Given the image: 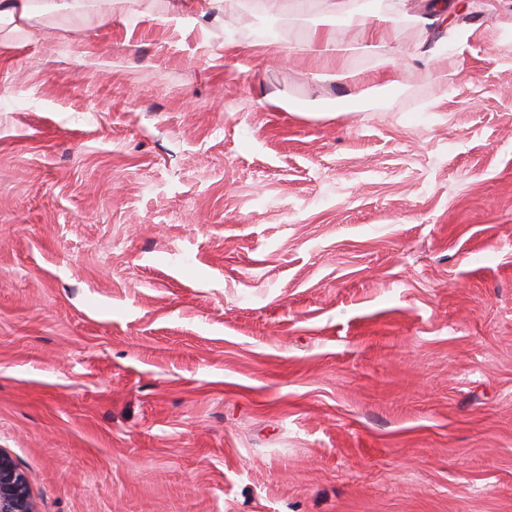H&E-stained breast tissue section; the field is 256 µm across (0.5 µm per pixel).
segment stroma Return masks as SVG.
I'll return each instance as SVG.
<instances>
[{
	"instance_id": "obj_1",
	"label": "stroma",
	"mask_w": 512,
	"mask_h": 512,
	"mask_svg": "<svg viewBox=\"0 0 512 512\" xmlns=\"http://www.w3.org/2000/svg\"><path fill=\"white\" fill-rule=\"evenodd\" d=\"M171 2L0 21V449L36 512H512V0L396 29L367 112L329 109L380 58L321 0Z\"/></svg>"
}]
</instances>
